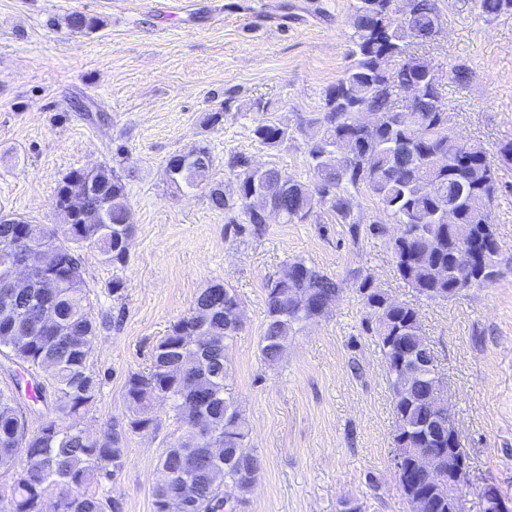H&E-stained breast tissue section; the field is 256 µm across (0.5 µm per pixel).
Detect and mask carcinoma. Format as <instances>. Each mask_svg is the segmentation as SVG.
I'll return each instance as SVG.
<instances>
[{
	"label": "carcinoma",
	"instance_id": "cac0c4a2",
	"mask_svg": "<svg viewBox=\"0 0 512 512\" xmlns=\"http://www.w3.org/2000/svg\"><path fill=\"white\" fill-rule=\"evenodd\" d=\"M411 13L398 21L389 13L390 0H356L350 23L353 29L351 66L325 96L322 109L299 120L293 128L267 117L266 103L257 98L252 107L260 114L252 135L260 144L276 148L287 140L301 138L309 169L315 177L309 185L287 171L272 166L258 174L241 155L224 159V167L235 177L231 195L224 184L210 181L214 159L208 147L172 155L165 167L169 183L205 186L212 207L224 212L226 223L261 225L250 196L262 183L269 201L285 224L318 219V210L334 214L360 232L349 189H362L378 204L379 211L405 233L388 240L400 278L427 299L453 298L492 281L476 282L472 274L483 268L486 253L499 255L489 204L499 193V183L487 150L462 141L449 127L443 112L431 109L442 98L440 79L429 63L415 56L412 46L427 41L441 24L437 0H410ZM481 18L491 21L512 12V0H476ZM68 27L89 30L97 20L82 13L66 18ZM399 60L397 68L390 62ZM411 84L417 97L397 104L394 93ZM67 195L57 206V224L16 223L17 217L0 219V354L11 359L34 380L37 400L53 395V417L30 432L27 407L17 397L21 377L11 375L12 384L0 386V471L16 470L8 493H0V512H42L47 488L55 483L63 489L55 512H106L108 502L94 494L73 495L69 489L112 480L114 468L124 455V435L108 429L91 436L75 419L83 418L101 393L103 379L88 366L95 336L111 326V317L92 313L88 306L81 248L98 243L101 261L124 263L132 241L130 206L126 185L110 166L97 168L91 177L81 169L69 171L57 195ZM104 209L103 221L85 223L89 211ZM455 214L448 223L446 214ZM26 248L38 257L30 287L14 292L4 279L14 263L13 248L20 232ZM295 275L266 283L267 322L260 338L262 361L273 366L282 359L288 338L312 319L321 316L319 301L340 296L339 283L305 264L292 262ZM48 271L65 274L53 294L58 319L53 328L40 326L41 303ZM231 306H224V293ZM368 318L365 331L374 336L387 366L392 393L412 395L409 402L393 401V411L402 422L409 443V457L399 486L416 512H448V500L431 493L415 471L414 456L430 448L435 465L448 476V442L439 447L423 437L421 424L431 414L426 394L428 381L406 383L404 354L421 351L418 311L389 298L364 279L359 287ZM305 297L309 305L295 306ZM242 305L229 286L203 289L190 313L173 322L155 347L149 369L131 374L125 385V400L132 411L134 432L155 426L152 402L161 395L174 400L171 409L183 432L164 449L157 468L152 495L154 509L177 494L180 480L192 483L195 498L184 512H235L244 494L258 476V460L240 443H229L224 457L209 460L208 448L189 425L194 412L204 411L211 426V439L226 434L242 440L249 435L246 419L224 396L226 359L238 332L232 307ZM187 327L199 328L206 336L202 345L184 340ZM70 421L65 426L63 422ZM230 486L238 497H224Z\"/></svg>",
	"mask_w": 512,
	"mask_h": 512
}]
</instances>
